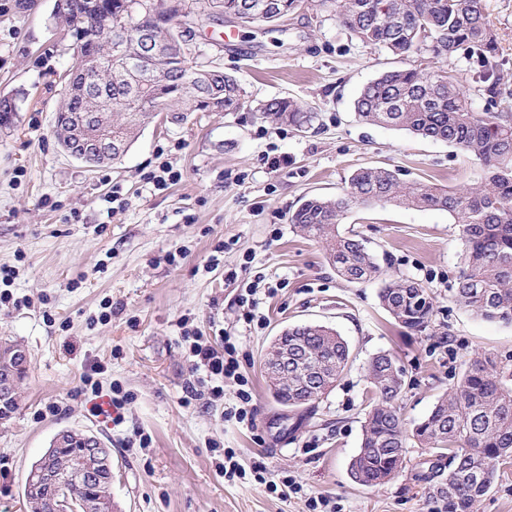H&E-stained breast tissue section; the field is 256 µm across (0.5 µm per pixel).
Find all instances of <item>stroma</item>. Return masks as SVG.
Listing matches in <instances>:
<instances>
[{
  "label": "stroma",
  "mask_w": 512,
  "mask_h": 512,
  "mask_svg": "<svg viewBox=\"0 0 512 512\" xmlns=\"http://www.w3.org/2000/svg\"><path fill=\"white\" fill-rule=\"evenodd\" d=\"M57 3L0 0V97L16 103L0 119V266L14 272L15 300L0 307V338L22 342L30 359L18 408L0 422V512H24L31 465L66 429L110 448L115 512H308V497L317 495L337 512H438L415 478L426 456L417 445H408L402 470L383 484L367 487L350 475L363 437L368 362L386 351L403 369L398 405L410 429L467 363L487 359L512 370V322L482 319L454 300L463 246L447 212L352 208L339 230L364 238L383 270L362 284L340 278L325 244L297 234L288 214L302 196L341 195L359 167L390 168L406 184L480 185L485 170L470 155L363 123L353 102L381 72L415 65L450 72L474 111L512 105V0H483L498 52L495 98L473 60L403 58L365 46L317 0H302L273 27L212 21L207 0H185L177 24L190 32L195 61L236 76L241 107L189 112L181 122L161 113L120 161L99 167L70 157L54 135L65 75L77 62ZM230 32L233 47L224 44ZM286 96L315 112L307 131L261 118L260 103ZM164 161L182 178L157 190L144 175ZM116 184L124 201L114 209L107 197ZM178 250L183 258L168 264ZM257 275L264 323L248 328L239 297ZM399 277L422 283L432 297L425 334L401 327L380 304L384 281ZM184 317L214 347L223 346V331L236 337L254 424L227 419L239 403L232 387L223 399L182 405L190 378ZM304 323L335 329L351 362L314 408L291 411L274 400L263 362L275 336ZM94 363L102 394L117 385L131 396L122 422L92 411L96 396L82 377ZM220 447L234 451L247 476L217 475ZM258 461L269 479L291 477L300 492H267L249 474Z\"/></svg>",
  "instance_id": "35a3bbf8"
}]
</instances>
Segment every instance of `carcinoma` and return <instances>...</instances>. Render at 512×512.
Listing matches in <instances>:
<instances>
[{
  "label": "carcinoma",
  "instance_id": "carcinoma-1",
  "mask_svg": "<svg viewBox=\"0 0 512 512\" xmlns=\"http://www.w3.org/2000/svg\"><path fill=\"white\" fill-rule=\"evenodd\" d=\"M65 28L74 40L78 61L70 84L101 65L112 79L94 95L61 98L55 137L77 126L82 113L104 102H124L112 116V158H99L95 167L123 157L156 114L170 112H235L243 89L237 78L220 68L199 67L191 50L174 48L155 53V47L136 36L152 25L153 13L168 0H67ZM300 0H209L207 17H231L244 23L274 25L299 7ZM333 8L343 27L362 43L408 57L430 52L436 56L476 58L488 91L500 81L497 47L482 0H320ZM125 31L127 56L108 58L103 39ZM362 121L407 130L423 138L455 145L471 154L486 170L485 181L471 190H445L430 183L406 185L387 167H361L347 179L342 196H304L289 215L302 234L328 244V262L350 283L371 281L381 274L374 254L355 233L340 234L344 215L357 206L393 203L407 208L443 210L460 227L464 268L454 289L455 300L487 320L512 322V108L480 115L451 76L422 68L391 69L365 85L354 101ZM259 112L276 122L303 130L315 113L290 97L266 101ZM384 309L403 327L427 331L433 316L428 289L397 278L379 293ZM277 340L290 352L305 355L303 369L277 379L273 397L283 406L301 408L321 399L301 387L304 371L320 364L333 378L341 376L350 348L335 330L318 324L296 325ZM23 349L0 338V385L11 383L0 396V420H8L18 406L26 370H14L13 353ZM389 353L370 361L369 410L363 438L350 464V474L364 486L377 485L400 472L409 441L427 448L432 459L422 481L443 512H471L474 501L494 482L500 466L512 459V389L503 383L505 371L491 362L474 360L463 370L455 388L443 394L430 414L407 431L396 401L402 391L403 370ZM63 447L45 452L26 476V512H58L65 498L86 504L89 512H112V473L96 468L94 480L81 479L90 465L87 450L101 448L95 436L63 431Z\"/></svg>",
  "mask_w": 512,
  "mask_h": 512
}]
</instances>
